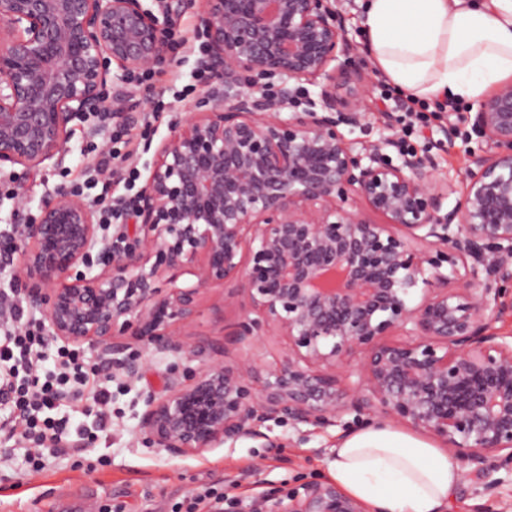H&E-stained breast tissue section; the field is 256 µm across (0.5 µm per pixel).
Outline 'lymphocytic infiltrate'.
I'll return each instance as SVG.
<instances>
[{"label": "lymphocytic infiltrate", "mask_w": 512, "mask_h": 512, "mask_svg": "<svg viewBox=\"0 0 512 512\" xmlns=\"http://www.w3.org/2000/svg\"><path fill=\"white\" fill-rule=\"evenodd\" d=\"M116 111L100 115L101 128L110 132V148L89 167L79 188L99 220L110 229L112 241L122 239L129 202L113 201V182L134 187L139 178L136 155L130 150L131 128L116 121ZM8 313L0 324V403L10 405L13 419L7 440L28 447L33 472L48 458L65 454L70 418L61 414L66 402H79L95 412L101 425L112 422V366L86 357L76 346H53L47 320L25 314L15 298H0Z\"/></svg>", "instance_id": "1"}]
</instances>
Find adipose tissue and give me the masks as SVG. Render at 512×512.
I'll list each match as a JSON object with an SVG mask.
<instances>
[{"label": "adipose tissue", "mask_w": 512, "mask_h": 512, "mask_svg": "<svg viewBox=\"0 0 512 512\" xmlns=\"http://www.w3.org/2000/svg\"><path fill=\"white\" fill-rule=\"evenodd\" d=\"M374 67L417 101L482 98L512 78V0H366ZM329 475L370 512H440L462 480L433 442L390 426L340 439Z\"/></svg>", "instance_id": "1"}]
</instances>
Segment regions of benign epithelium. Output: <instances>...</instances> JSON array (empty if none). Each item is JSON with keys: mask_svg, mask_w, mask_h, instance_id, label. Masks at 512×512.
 Returning <instances> with one entry per match:
<instances>
[{"mask_svg": "<svg viewBox=\"0 0 512 512\" xmlns=\"http://www.w3.org/2000/svg\"><path fill=\"white\" fill-rule=\"evenodd\" d=\"M204 2L209 108L158 148L136 236L109 248L96 211L60 188L21 228L19 262L0 253V277L25 282L55 338L100 348L129 380L145 360L123 336L200 361L145 400V439L172 455L260 438L269 420L347 433L390 419L494 491L492 473L512 475V339L494 328L512 315V83L467 114L480 144L461 187L443 185L427 157L392 154V136L345 137L368 85L331 0ZM195 6L0 0V166L61 163L68 124L163 57L166 17ZM313 83L319 101L303 107L296 92ZM352 84L354 97L336 94ZM209 283H239L249 303L221 344L189 341ZM275 337L286 348L274 366L217 359ZM269 512L366 510L313 481Z\"/></svg>", "mask_w": 512, "mask_h": 512, "instance_id": "obj_1", "label": "benign epithelium"}]
</instances>
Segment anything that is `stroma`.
<instances>
[{"mask_svg":"<svg viewBox=\"0 0 512 512\" xmlns=\"http://www.w3.org/2000/svg\"><path fill=\"white\" fill-rule=\"evenodd\" d=\"M202 12L198 6L176 15L186 30L187 42L176 59L166 60L155 70V89L167 91L166 110L150 139L134 142L141 170L151 167L161 140L173 133L176 122L192 113L206 94L205 87L200 86L184 100L175 97L177 90L193 81ZM369 87L364 117L357 126L344 127L347 138L374 142L389 133V115L394 108L381 101L377 81L371 80ZM108 139V131L76 120L69 126L62 166L47 161L24 176L14 174L9 167L0 169V229L27 223L29 216L38 214L47 194L74 187L86 166L96 163L100 152L106 151ZM437 139V132H427L425 141L416 148L430 156L437 180L460 181L469 166L466 143L459 141L448 147L438 145ZM91 140L98 149L89 153L85 147ZM220 296L217 289L205 294L194 325L199 338L222 341L225 323L235 321L247 303L241 293L226 304ZM198 365V360L184 354L157 355L147 359L138 380L116 379L112 384V426L104 431L98 430L96 421L83 416L81 404H66L73 423L70 438L75 441L91 436L88 450L50 459L42 473L32 475L24 449H16L11 463L13 477L0 482V512H85L88 501L98 507L111 505L114 512H178L202 485L217 487L225 501L257 505L272 495L286 496L302 483L329 480L332 449L343 436L339 426L304 425L295 429L269 420L261 427L262 438H246L185 456L170 455L147 443L140 426L146 393H162L171 374L182 376ZM270 439L276 440V447H267ZM487 503L495 512H512V486L501 487L491 498L466 476L443 512H475Z\"/></svg>","mask_w":512,"mask_h":512,"instance_id":"35a3bbf8","label":"stroma"}]
</instances>
